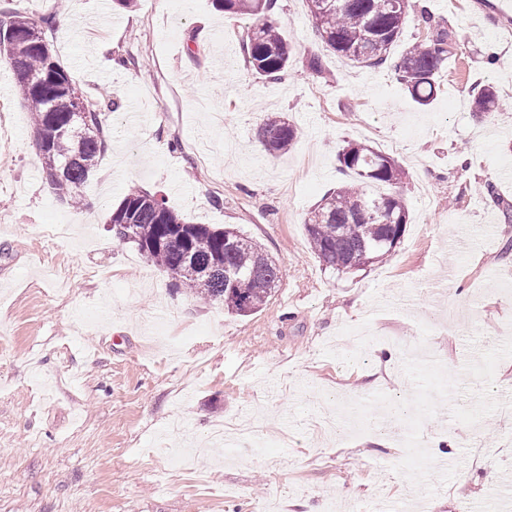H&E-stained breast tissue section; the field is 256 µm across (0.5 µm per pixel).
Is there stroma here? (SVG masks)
Returning a JSON list of instances; mask_svg holds the SVG:
<instances>
[{
  "instance_id": "35a3bbf8",
  "label": "stroma",
  "mask_w": 512,
  "mask_h": 512,
  "mask_svg": "<svg viewBox=\"0 0 512 512\" xmlns=\"http://www.w3.org/2000/svg\"><path fill=\"white\" fill-rule=\"evenodd\" d=\"M423 2L454 46L426 107L390 68L327 50L306 0H276L292 54L274 82L246 63L248 19L211 0H11L70 16L46 33L54 55L85 101L118 108L82 208L62 207L0 58V512L512 503V0ZM488 82L502 108L474 117ZM270 116L298 128L278 158L258 139ZM350 140L406 170L409 223L387 261L342 274L304 218L346 181ZM131 188L261 244L283 267L266 305L173 291L112 236ZM450 457L461 470H438Z\"/></svg>"
}]
</instances>
